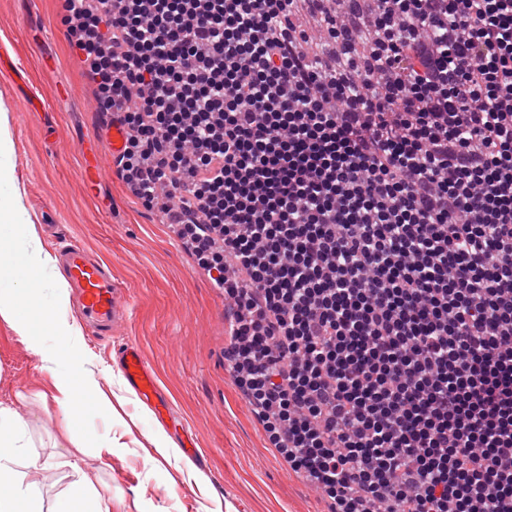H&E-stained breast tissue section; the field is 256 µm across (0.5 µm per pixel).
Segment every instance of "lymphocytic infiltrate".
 I'll return each mask as SVG.
<instances>
[{"label":"lymphocytic infiltrate","instance_id":"f902f5d3","mask_svg":"<svg viewBox=\"0 0 512 512\" xmlns=\"http://www.w3.org/2000/svg\"><path fill=\"white\" fill-rule=\"evenodd\" d=\"M66 0L118 171L331 512H512V0Z\"/></svg>","mask_w":512,"mask_h":512}]
</instances>
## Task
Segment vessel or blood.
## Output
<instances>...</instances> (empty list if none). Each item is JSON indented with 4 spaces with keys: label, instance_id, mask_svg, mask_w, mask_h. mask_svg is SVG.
I'll list each match as a JSON object with an SVG mask.
<instances>
[{
    "label": "vessel or blood",
    "instance_id": "vessel-or-blood-1",
    "mask_svg": "<svg viewBox=\"0 0 512 512\" xmlns=\"http://www.w3.org/2000/svg\"><path fill=\"white\" fill-rule=\"evenodd\" d=\"M108 145L110 160H117L126 144V131L119 121L100 131ZM108 159V160H109ZM60 270L77 299V311L85 324L98 335H116L126 330L131 302L122 287L113 281L110 264L69 239L58 249ZM118 370L136 396L150 405L157 418L170 413V405L160 392L155 374L137 344L126 343L117 351Z\"/></svg>",
    "mask_w": 512,
    "mask_h": 512
}]
</instances>
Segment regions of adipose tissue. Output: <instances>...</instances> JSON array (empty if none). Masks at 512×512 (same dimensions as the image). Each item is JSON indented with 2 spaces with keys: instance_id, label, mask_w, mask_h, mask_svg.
Wrapping results in <instances>:
<instances>
[{
  "instance_id": "adipose-tissue-1",
  "label": "adipose tissue",
  "mask_w": 512,
  "mask_h": 512,
  "mask_svg": "<svg viewBox=\"0 0 512 512\" xmlns=\"http://www.w3.org/2000/svg\"><path fill=\"white\" fill-rule=\"evenodd\" d=\"M39 240L33 219L27 214L14 171L0 168V320L7 323L28 349L45 357V338L34 324L35 315L49 312V326L60 346L73 344L81 334L79 324L68 313V291L57 273L46 272L52 257L33 252ZM53 400L64 425L87 409L100 415H115L111 401L87 358H71L53 376ZM28 424L16 411L0 403V512H42V500L26 474L18 469L24 455ZM54 512H112L111 501L96 494L86 473L77 472Z\"/></svg>"
}]
</instances>
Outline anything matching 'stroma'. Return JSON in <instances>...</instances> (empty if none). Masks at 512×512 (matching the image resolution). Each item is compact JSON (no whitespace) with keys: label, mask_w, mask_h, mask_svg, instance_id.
I'll return each mask as SVG.
<instances>
[{"label":"stroma","mask_w":512,"mask_h":512,"mask_svg":"<svg viewBox=\"0 0 512 512\" xmlns=\"http://www.w3.org/2000/svg\"><path fill=\"white\" fill-rule=\"evenodd\" d=\"M64 15V0H0V37L14 60L0 66V101L12 116L15 172L40 239H74L104 257L133 307L124 336L82 334L75 353L109 368L111 351L127 340L137 343L172 412L171 420L158 422L111 371L100 389L123 396L118 412L130 432L124 447L86 449L81 468L111 500L112 512H203L215 505L222 512H328L320 490L271 444L224 363L223 291L177 230L146 210L119 176L93 189L85 184L81 145L107 116L92 107L97 87ZM34 94L45 111L31 112ZM38 391L52 394L50 370L0 321V402L31 429L26 456L59 460L32 475L50 508L73 475L54 402L28 400ZM159 428L179 447L193 443L195 454L179 450L150 463L147 436Z\"/></svg>","instance_id":"stroma-1"}]
</instances>
